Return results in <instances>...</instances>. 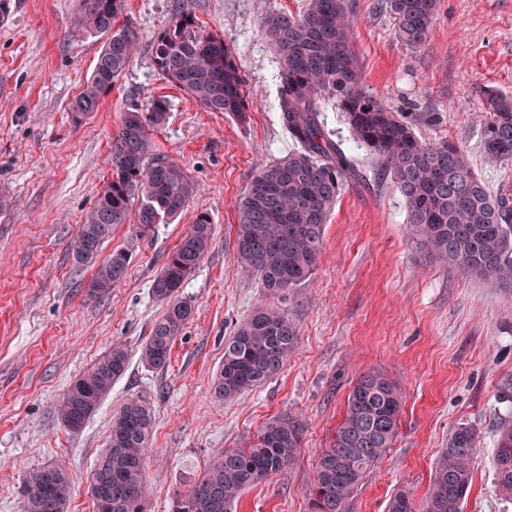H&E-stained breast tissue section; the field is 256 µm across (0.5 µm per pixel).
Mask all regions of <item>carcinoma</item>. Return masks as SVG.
Instances as JSON below:
<instances>
[{"mask_svg": "<svg viewBox=\"0 0 512 512\" xmlns=\"http://www.w3.org/2000/svg\"><path fill=\"white\" fill-rule=\"evenodd\" d=\"M437 0H385L395 37L411 48L425 45ZM125 0H77L74 24L107 39L70 112L98 109L138 49L132 24L118 23ZM262 29L280 64L279 108L293 142L284 157L257 172L239 207L236 261L268 293L308 280L320 253L325 224L347 181L363 174L319 120L336 105L353 139L376 160L405 202L407 224L419 248L437 261L504 288L512 287V204L494 198L464 153L449 143L420 141L413 124L366 90L353 45L345 0H305L296 13L263 19ZM152 58L162 76L208 112H229L244 123L249 106L243 77L224 40L205 31L182 11L156 32ZM483 148L512 161V97L490 91L484 108ZM168 115L164 98L124 113L112 136V177L87 212L72 245L75 263L96 266L86 295L101 299L127 271V250H114L98 264L83 253H100L112 230L126 224L141 239L157 224L180 215L194 186L179 165L153 152L150 132ZM212 240L208 213L200 212L168 254L152 284L164 304L143 347L145 364L164 367L191 315L179 288L197 269ZM295 324L280 311L261 306L224 339V361L212 383L218 401L236 398L276 374L294 349ZM129 351L114 344L69 386L58 419L78 432L98 410L129 364ZM401 395L394 381L364 374L353 386L331 447L318 458L309 490L312 512H344L345 501L384 455L398 430ZM152 412L139 398L127 400L112 417L105 450L95 465L91 496L96 512H146L141 487L150 447ZM304 425L290 416L269 422L247 448H226L191 484L176 512H232L242 492L292 465L302 447ZM475 431L461 425L448 438L422 512H462L473 480ZM493 470L496 486L512 495V416L499 422ZM71 486L59 466L32 470L22 481V512H65ZM388 512H416L412 494L397 491Z\"/></svg>", "mask_w": 512, "mask_h": 512, "instance_id": "1", "label": "carcinoma"}]
</instances>
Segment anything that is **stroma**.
I'll return each mask as SVG.
<instances>
[{"label": "stroma", "mask_w": 512, "mask_h": 512, "mask_svg": "<svg viewBox=\"0 0 512 512\" xmlns=\"http://www.w3.org/2000/svg\"><path fill=\"white\" fill-rule=\"evenodd\" d=\"M0 22V512H21L19 487L31 470L64 467L72 478L66 512H94L89 491L115 411L131 397L152 409V444L142 496L147 512H175L193 478L224 448L247 447L271 420L305 426L295 462L239 497L234 512H311L317 457L330 447L346 400L366 371L401 389L397 435L346 502L345 512H387L409 490L423 503L453 430L474 428L478 453L463 512H512L493 479L496 429L512 410V288L443 266L417 248L390 179L347 183L327 221L309 281L269 294L241 274L234 257L238 206L255 173L290 143L278 110L279 64L262 20L297 12L304 0H126L140 49L96 112L68 107L105 43L76 30L77 0H13ZM366 88L411 116L419 139L466 153L492 195L512 201V162L483 150L485 93L512 96V0H437L429 38L412 49L394 38L383 0H346ZM183 10L221 36L244 78L246 123L205 111L155 68L150 41ZM166 97L154 151L196 185L185 210L149 236L119 227L100 256L126 249L125 277L95 303L92 271L69 245L112 176V134L124 112ZM212 222L211 247L179 290L192 314L164 368L142 359L163 312L151 283L199 212ZM260 304L299 328L296 349L266 383L229 402L211 380L224 340ZM124 344L125 375L80 432L57 418L71 382Z\"/></svg>", "instance_id": "stroma-1"}]
</instances>
